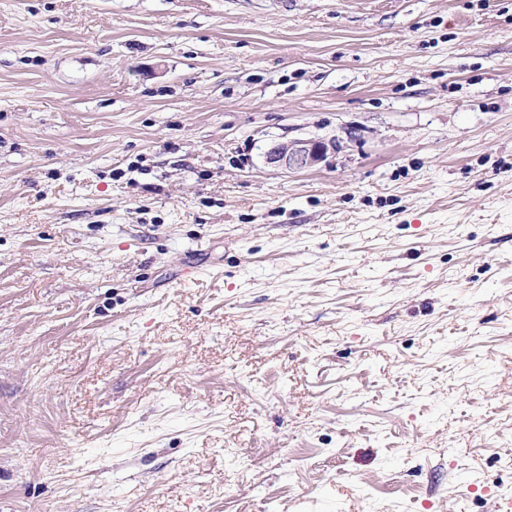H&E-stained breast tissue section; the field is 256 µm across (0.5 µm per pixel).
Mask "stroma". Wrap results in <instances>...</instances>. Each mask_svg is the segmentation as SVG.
<instances>
[{"mask_svg":"<svg viewBox=\"0 0 512 512\" xmlns=\"http://www.w3.org/2000/svg\"><path fill=\"white\" fill-rule=\"evenodd\" d=\"M504 495L512 0H0V512ZM336 139H288L277 143L268 152L270 163L288 171L312 168L336 151Z\"/></svg>","mask_w":512,"mask_h":512,"instance_id":"1","label":"stroma"}]
</instances>
